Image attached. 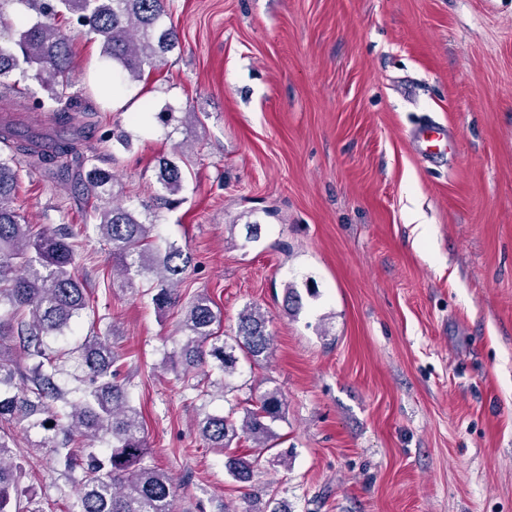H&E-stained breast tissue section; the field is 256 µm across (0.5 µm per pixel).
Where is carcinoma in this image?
Masks as SVG:
<instances>
[{"label":"carcinoma","mask_w":512,"mask_h":512,"mask_svg":"<svg viewBox=\"0 0 512 512\" xmlns=\"http://www.w3.org/2000/svg\"><path fill=\"white\" fill-rule=\"evenodd\" d=\"M14 4L35 11L37 20L15 27L8 11ZM169 10L170 0H0V88L11 90L21 80H33L56 104L48 111L58 123L94 128L96 110L67 99L66 90L74 83L73 51L56 18L69 16L100 40L112 72L139 80L145 68L162 65L178 44L175 30L163 23ZM21 154L28 156L30 166L72 175L75 187L95 199L91 218L110 247L113 268L127 277H149L159 309L180 301L178 286L192 255L175 242L157 246L156 225L139 219L138 213L150 215L162 203H177L174 196L183 190L185 171L176 161L158 157L161 193L151 203L127 206L115 201L112 171L92 163L80 141L62 137L45 152L0 134V423L45 431L36 451L63 462L68 472L82 471L68 512H171L175 483L150 462L142 414L132 404L130 378L123 374L112 339L91 336L67 351L53 346L72 332L89 302L86 288L71 273L75 252L68 229L35 230L19 213L15 190ZM217 322L211 299L195 296L181 321L188 332L181 356L189 368L214 363L224 373V393L226 379L238 371L237 351L267 358L273 336L265 313L256 307L240 313L230 343L214 331ZM19 351L30 361L26 370L18 365ZM65 359L88 379L71 399L57 381ZM282 419L283 398L275 388L260 394L238 419L232 409L205 413L200 433L208 447L224 453L227 473L250 483L263 454L274 448L279 438L275 425ZM241 437L253 444L254 453L231 451ZM24 461L10 436L0 432V512H44L20 486Z\"/></svg>","instance_id":"1"}]
</instances>
